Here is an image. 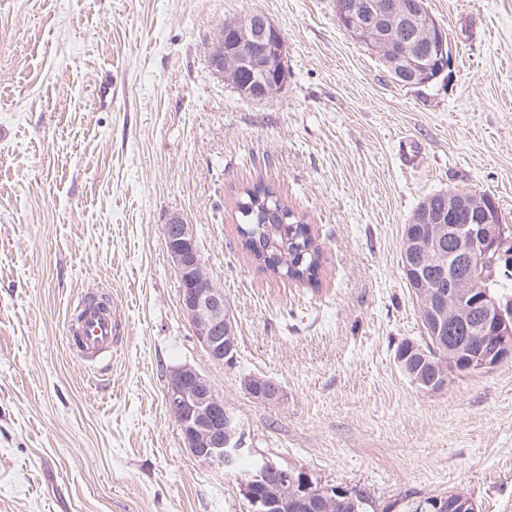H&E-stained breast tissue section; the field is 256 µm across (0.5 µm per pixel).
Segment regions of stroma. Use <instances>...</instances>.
<instances>
[{
	"label": "stroma",
	"mask_w": 512,
	"mask_h": 512,
	"mask_svg": "<svg viewBox=\"0 0 512 512\" xmlns=\"http://www.w3.org/2000/svg\"><path fill=\"white\" fill-rule=\"evenodd\" d=\"M448 80L395 82L336 22L335 0H0V512H249L170 415L189 364L236 412L253 456L362 490L368 512L462 489L512 512V356L426 392L396 362L422 342L403 230L448 188L512 225V0H427ZM266 14L287 45L278 94L242 99L208 66L224 20ZM273 184L318 229L320 288L236 248L238 189ZM193 224L237 320L210 360L179 307L163 226ZM107 297L112 361L65 327ZM280 384L273 404L244 375Z\"/></svg>",
	"instance_id": "35a3bbf8"
}]
</instances>
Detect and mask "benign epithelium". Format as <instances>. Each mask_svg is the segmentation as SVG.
Segmentation results:
<instances>
[{"mask_svg":"<svg viewBox=\"0 0 512 512\" xmlns=\"http://www.w3.org/2000/svg\"><path fill=\"white\" fill-rule=\"evenodd\" d=\"M336 21L381 61L391 77L406 86H425L452 76L453 46L447 30L432 15L426 0H336ZM286 43L272 20L261 12L224 24L208 47L213 73L234 85L246 100L278 93L285 82ZM250 72L252 83L241 87L235 76ZM406 238L413 252L414 233L428 234L429 257L408 275L411 294L425 335L435 345L448 344V364L431 368L413 379L414 385L440 391L447 371L485 372L512 355V299L493 291L496 263L512 242V227L502 223L496 200L464 190L448 191V210L421 205ZM170 263L180 282V312L193 327L197 342L209 358L224 364L235 349L234 320L196 247L194 225L172 217L164 225ZM435 268L448 281V290L428 288L421 273ZM245 391L266 403L281 397L278 386L262 387L256 376L242 380ZM166 403L179 426L189 454L213 469L231 470L240 456L250 453L246 434L232 428L234 417L224 397L206 375L183 364L169 371ZM289 483V512H328L336 490L323 489L316 499L308 493L310 474L303 469L282 471L267 458L255 460V470L239 477L251 512H276L279 503L264 485ZM418 512H476L472 496L457 490L446 496L423 498Z\"/></svg>","mask_w":512,"mask_h":512,"instance_id":"obj_1","label":"benign epithelium"}]
</instances>
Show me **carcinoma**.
I'll use <instances>...</instances> for the list:
<instances>
[{"instance_id":"1","label":"carcinoma","mask_w":512,"mask_h":512,"mask_svg":"<svg viewBox=\"0 0 512 512\" xmlns=\"http://www.w3.org/2000/svg\"><path fill=\"white\" fill-rule=\"evenodd\" d=\"M236 246L273 279H287L317 288L325 270V254L315 227L288 205L275 187L261 179L242 187L234 198ZM406 359L408 372L443 351L433 340L416 344Z\"/></svg>"}]
</instances>
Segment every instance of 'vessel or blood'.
I'll list each match as a JSON object with an SVG mask.
<instances>
[{
	"label": "vessel or blood",
	"instance_id": "vessel-or-blood-1",
	"mask_svg": "<svg viewBox=\"0 0 512 512\" xmlns=\"http://www.w3.org/2000/svg\"><path fill=\"white\" fill-rule=\"evenodd\" d=\"M120 325L111 312L84 307L78 322L68 324L66 337L73 352L84 361L94 362L111 354L118 341Z\"/></svg>",
	"mask_w": 512,
	"mask_h": 512
}]
</instances>
